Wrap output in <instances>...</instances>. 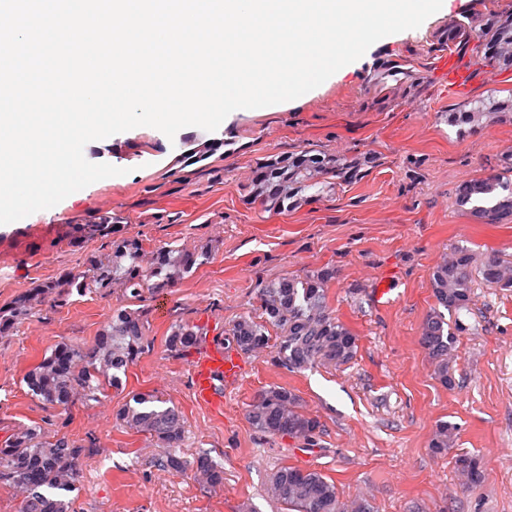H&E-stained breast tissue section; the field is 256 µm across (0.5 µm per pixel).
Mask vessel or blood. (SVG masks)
Instances as JSON below:
<instances>
[{
    "label": "vessel or blood",
    "instance_id": "vessel-or-blood-1",
    "mask_svg": "<svg viewBox=\"0 0 512 512\" xmlns=\"http://www.w3.org/2000/svg\"><path fill=\"white\" fill-rule=\"evenodd\" d=\"M245 373V364L222 337L202 336L191 368L192 391L196 402L214 413L224 410V394L235 388Z\"/></svg>",
    "mask_w": 512,
    "mask_h": 512
}]
</instances>
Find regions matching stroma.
<instances>
[{
    "mask_svg": "<svg viewBox=\"0 0 512 512\" xmlns=\"http://www.w3.org/2000/svg\"><path fill=\"white\" fill-rule=\"evenodd\" d=\"M511 10L512 0H443L419 28L386 36L368 60L295 100L236 110L216 131L186 127L174 141L138 127L88 143L89 162L123 168V175L0 225V306L109 250V239L78 233L107 203L122 218L119 236L148 248L206 245L210 258L173 287L144 289L142 301L117 288L74 294L44 303L0 335V443L36 423L83 445L74 512H287L268 492L283 465L321 471L341 500L366 496L373 512H512V291L476 284L448 357L453 387L436 379L421 343L435 305L432 270L456 246H468L480 261L490 254L512 261V223H483L455 201L458 185L498 174L512 158V112L485 114L472 127L448 119L476 102L511 97L512 67L489 66L471 39L457 53L471 84L452 96L440 72L446 50L437 43L451 21ZM392 60L408 62L414 83L377 95L370 85ZM186 137L218 149L187 162ZM309 148L368 152L374 162L362 178L286 213L246 201L243 184L257 162ZM323 267L334 271L329 305L358 338L354 360L291 372L276 363L273 349L247 354L223 413L198 405L192 356L166 347L172 326L188 321L227 331L240 317L259 315L260 283ZM389 275L395 289L382 308L373 290ZM119 308L142 310L146 328L144 351L121 386L97 403L44 408L25 373L58 342H91ZM273 384L293 389L302 409L319 419L316 446L252 430L250 405ZM140 392L175 407L185 426L182 457L222 466V486L207 488L192 472L160 467L157 442L118 420ZM443 421L458 426L457 441L436 455L429 443ZM463 454L483 467L479 487L464 485L457 473Z\"/></svg>",
    "mask_w": 512,
    "mask_h": 512,
    "instance_id": "35a3bbf8",
    "label": "stroma"
}]
</instances>
